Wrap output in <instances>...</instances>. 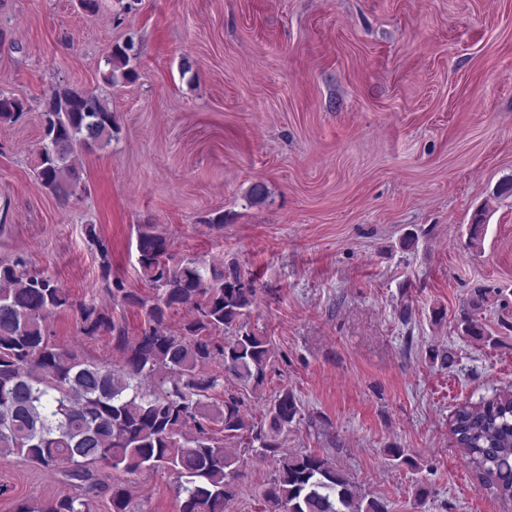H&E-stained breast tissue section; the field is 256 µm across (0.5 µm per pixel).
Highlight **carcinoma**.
<instances>
[{
  "label": "carcinoma",
  "instance_id": "carcinoma-1",
  "mask_svg": "<svg viewBox=\"0 0 512 512\" xmlns=\"http://www.w3.org/2000/svg\"><path fill=\"white\" fill-rule=\"evenodd\" d=\"M132 41L111 50L103 79L135 80L129 68ZM22 100L0 92V122L15 123ZM41 118L43 148L37 177L60 201L76 195L81 183L73 163L75 148L112 144L116 116L107 100L68 86L45 98ZM485 230L475 215L468 236L474 247ZM98 256L99 276L115 303L137 307L143 322L134 332L108 309L79 304V332L108 335L122 354L117 365L82 359L59 348L46 321L73 307L70 292L52 276L32 268L22 254L0 260V463L23 455L43 467L64 469L75 494L44 505H19L17 512H88L89 501L106 484L99 473L135 474L163 469L173 476L179 512H225L237 494L243 458L230 448L244 443L263 458L276 453L301 408L283 388L264 400V418L244 410V398L224 395L211 405L224 381L234 380L262 398L271 343L250 325L256 303L254 281L233 261L204 267L198 260H174L167 238L153 224L137 225L136 250L142 278L153 290L143 297L112 276L111 248L95 225L85 228ZM501 289L473 287L457 325L476 340L492 333L478 319L498 302ZM188 307L192 319L181 332L168 329L173 309ZM229 331L224 341L217 334ZM218 363L222 369L208 371ZM456 445L477 475L503 499L512 500V395H495L479 405H462L451 416ZM111 512H133L125 488L109 487ZM261 512H388L384 501L365 493L323 454L300 452L276 460L262 496Z\"/></svg>",
  "mask_w": 512,
  "mask_h": 512
}]
</instances>
